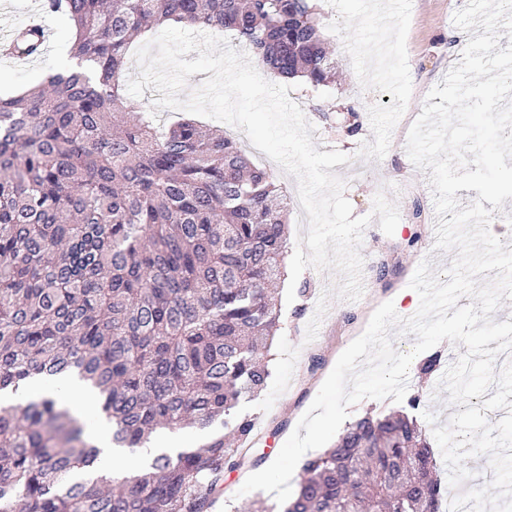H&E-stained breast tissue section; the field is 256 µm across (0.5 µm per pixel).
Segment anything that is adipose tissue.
I'll use <instances>...</instances> for the list:
<instances>
[{"mask_svg": "<svg viewBox=\"0 0 512 512\" xmlns=\"http://www.w3.org/2000/svg\"><path fill=\"white\" fill-rule=\"evenodd\" d=\"M82 386L77 378L62 374L49 379L39 378L34 381L29 390L18 391L17 394H2L0 402L7 403L11 399H24L28 393L34 392L55 399L59 404L78 409L88 440L95 446L97 457L91 467L92 472H112L122 469L128 472L139 470L146 466L153 453L159 450L175 452L179 448H191L195 440L185 434L164 432L159 434L151 447L131 453L112 444L110 426L92 408L82 407L79 395Z\"/></svg>", "mask_w": 512, "mask_h": 512, "instance_id": "1", "label": "adipose tissue"}]
</instances>
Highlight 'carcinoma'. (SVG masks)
<instances>
[{
  "label": "carcinoma",
  "instance_id": "1",
  "mask_svg": "<svg viewBox=\"0 0 512 512\" xmlns=\"http://www.w3.org/2000/svg\"><path fill=\"white\" fill-rule=\"evenodd\" d=\"M75 28L72 65L0 95V391L75 373L112 444L209 429L120 479L78 477L96 449L51 398L0 406V512H210L249 459L238 409L271 376L288 203L270 170L193 119L165 129L125 96L130 48L153 28L230 31L267 71L313 86L336 62L309 0H41ZM40 15L0 45L36 59ZM349 137L359 116L330 117ZM436 351L418 365L432 376ZM408 409L367 414L303 464L284 512H442L430 431Z\"/></svg>",
  "mask_w": 512,
  "mask_h": 512
}]
</instances>
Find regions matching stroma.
Listing matches in <instances>:
<instances>
[{
    "instance_id": "obj_1",
    "label": "stroma",
    "mask_w": 512,
    "mask_h": 512,
    "mask_svg": "<svg viewBox=\"0 0 512 512\" xmlns=\"http://www.w3.org/2000/svg\"><path fill=\"white\" fill-rule=\"evenodd\" d=\"M466 0H413L411 21L407 34L408 64L412 80V96L406 111L395 126L388 152L381 160L359 158L357 152L373 134L368 115L370 105H391L393 97L387 92L361 88L353 70L350 56L342 38L329 32L328 26L338 18L336 10L326 0H318V20L327 29V39L336 50L337 79L334 86L319 89L301 84L294 89L307 120L313 124L312 139L321 152L333 150L351 155L346 164L334 166L333 171L345 183V196L357 217L369 215L373 198L386 192L397 206L400 221L393 236H386L378 222H371L363 232L360 253L363 258V295L359 300L346 301L335 295L341 281L337 272H321L307 268L299 277L292 303L281 306L283 328L275 336L270 353L272 375L258 398L242 405V412L255 420L262 433L252 454L272 463L283 444L294 431L301 416L308 410L321 385L333 369L340 354L360 336L375 309L390 301L395 292L407 289L423 259H431L432 267H449L453 252L435 249L437 222L429 172L418 169L406 152L408 131L422 111L429 91L442 82L448 71L460 60L470 35L453 23L454 13L463 8ZM50 40L43 56L36 60L0 59V94L16 95L27 86L42 82L56 69L69 38L66 22L59 17L47 19ZM335 107L336 111L357 112L362 124L360 136H345L321 117L322 109ZM421 209V217H414V209ZM420 239L410 253H401L411 233ZM401 263V273L394 277L390 288L378 282L381 263ZM327 297V310L313 341H306V326L316 312L320 297ZM438 378L419 380L416 373L408 375V395H420L421 410L434 412L440 422H447L456 406L448 400L447 391L439 390ZM286 421L284 429H277L279 421ZM240 472L227 473L223 492L214 512H228L229 507H248L253 501H265L270 512H282L273 494L266 491L242 493Z\"/></svg>"
}]
</instances>
